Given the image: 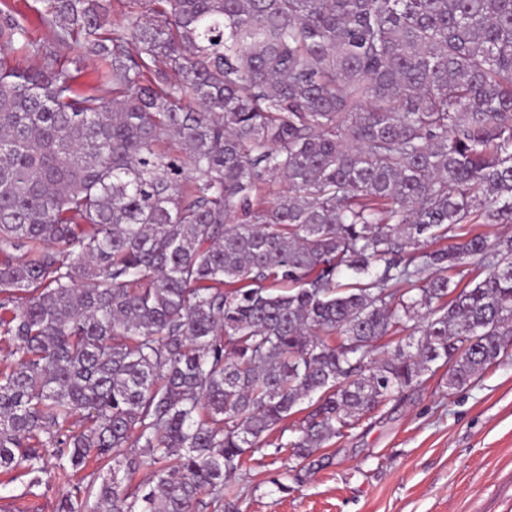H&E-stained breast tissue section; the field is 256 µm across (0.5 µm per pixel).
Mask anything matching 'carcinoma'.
Returning a JSON list of instances; mask_svg holds the SVG:
<instances>
[{
  "label": "carcinoma",
  "mask_w": 512,
  "mask_h": 512,
  "mask_svg": "<svg viewBox=\"0 0 512 512\" xmlns=\"http://www.w3.org/2000/svg\"><path fill=\"white\" fill-rule=\"evenodd\" d=\"M116 2L44 0L53 45L0 10V474L238 512L304 400L299 463L508 354L512 237L477 227L512 223V0ZM69 67L75 76L74 83L76 89L82 93H94L99 85L95 64L87 60L86 62L69 64Z\"/></svg>",
  "instance_id": "1"
}]
</instances>
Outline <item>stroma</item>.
<instances>
[{
    "label": "stroma",
    "mask_w": 512,
    "mask_h": 512,
    "mask_svg": "<svg viewBox=\"0 0 512 512\" xmlns=\"http://www.w3.org/2000/svg\"><path fill=\"white\" fill-rule=\"evenodd\" d=\"M298 421L282 422V450L246 455L240 512H512V357L453 392L437 372L301 466L285 448ZM74 483L60 476L33 497L0 475V506L56 512Z\"/></svg>",
    "instance_id": "1"
}]
</instances>
